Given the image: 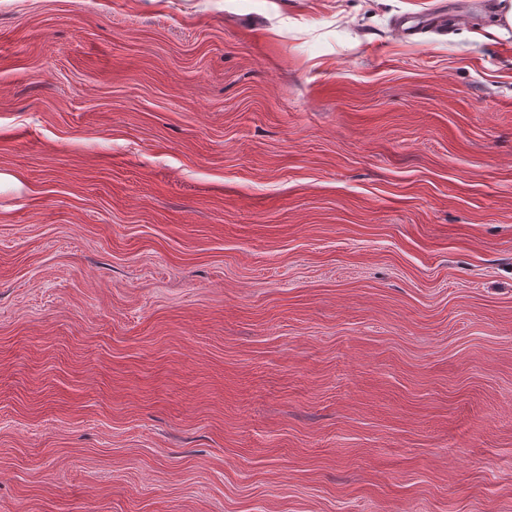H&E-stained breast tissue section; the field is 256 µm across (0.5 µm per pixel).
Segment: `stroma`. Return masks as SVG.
<instances>
[{
    "mask_svg": "<svg viewBox=\"0 0 512 512\" xmlns=\"http://www.w3.org/2000/svg\"><path fill=\"white\" fill-rule=\"evenodd\" d=\"M439 0H0V512H512V31ZM463 19L464 15L448 10V4L442 2L441 7H437L431 13L425 14L421 28L418 29L416 25L409 24L411 21L405 18L398 21L395 26V33L397 36L406 39L417 35L423 29L445 33L449 27Z\"/></svg>",
    "mask_w": 512,
    "mask_h": 512,
    "instance_id": "1",
    "label": "stroma"
}]
</instances>
